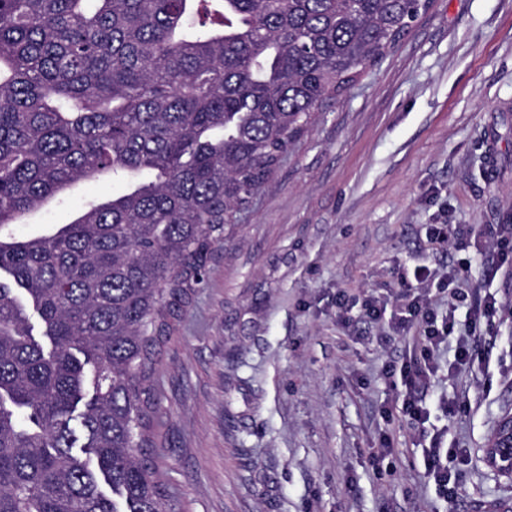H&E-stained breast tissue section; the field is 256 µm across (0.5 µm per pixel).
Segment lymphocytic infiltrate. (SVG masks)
Listing matches in <instances>:
<instances>
[{
    "label": "lymphocytic infiltrate",
    "instance_id": "f902f5d3",
    "mask_svg": "<svg viewBox=\"0 0 512 512\" xmlns=\"http://www.w3.org/2000/svg\"><path fill=\"white\" fill-rule=\"evenodd\" d=\"M456 240L461 248H476L493 266L512 264V226H488L479 235H472L450 224H434L428 231L429 242L437 248ZM445 296L446 311H439L436 299ZM468 307L472 327L493 328L501 320L504 308L491 297L467 287L458 270H440L420 264L414 270L413 284L379 297L366 296L362 303L365 315L382 328L383 339L404 336L410 329H417L415 340L417 354L402 363L399 373L404 390L401 394V411L416 429H424L430 420V410L422 400L423 391L429 386L440 367L435 352L454 331L455 313ZM458 449L446 446L444 437L435 436L425 450V471L437 493L443 499L455 498L459 478L450 464L457 459Z\"/></svg>",
    "mask_w": 512,
    "mask_h": 512
}]
</instances>
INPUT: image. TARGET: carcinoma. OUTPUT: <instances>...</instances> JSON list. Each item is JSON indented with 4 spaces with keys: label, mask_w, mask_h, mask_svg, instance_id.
I'll list each match as a JSON object with an SVG mask.
<instances>
[{
    "label": "carcinoma",
    "mask_w": 512,
    "mask_h": 512,
    "mask_svg": "<svg viewBox=\"0 0 512 512\" xmlns=\"http://www.w3.org/2000/svg\"><path fill=\"white\" fill-rule=\"evenodd\" d=\"M431 3L0 0V512H173L146 436L171 320L320 110ZM105 175L126 190L15 236Z\"/></svg>",
    "instance_id": "1"
}]
</instances>
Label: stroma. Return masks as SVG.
Wrapping results in <instances>:
<instances>
[{"mask_svg": "<svg viewBox=\"0 0 512 512\" xmlns=\"http://www.w3.org/2000/svg\"><path fill=\"white\" fill-rule=\"evenodd\" d=\"M509 121L512 0H434L323 109L211 253L162 347L152 440L176 512H490L512 499L481 460L512 409V265L494 271L426 237L432 224L512 225ZM121 189L107 176L77 183L14 232L45 233ZM420 261L461 268L509 309L476 337L480 360L424 393L429 432L466 451L452 502L428 482L399 411L395 371L412 336L382 345L360 309L336 313L337 293L387 294Z\"/></svg>", "mask_w": 512, "mask_h": 512, "instance_id": "1", "label": "stroma"}]
</instances>
